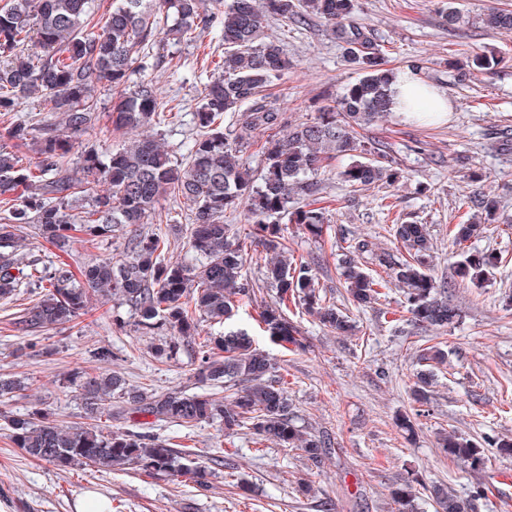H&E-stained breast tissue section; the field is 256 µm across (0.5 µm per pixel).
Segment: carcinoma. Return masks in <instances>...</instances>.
Returning a JSON list of instances; mask_svg holds the SVG:
<instances>
[{"instance_id": "obj_1", "label": "carcinoma", "mask_w": 512, "mask_h": 512, "mask_svg": "<svg viewBox=\"0 0 512 512\" xmlns=\"http://www.w3.org/2000/svg\"><path fill=\"white\" fill-rule=\"evenodd\" d=\"M356 0H215L206 11L202 0H112L104 24L95 23L93 0H5L0 5V302L17 300L20 290L31 295L27 306L12 313L10 331L38 336L74 323L92 311V301L117 299L134 315L144 336L170 329L194 344L200 355L199 382L234 391L226 403L213 393L172 391L158 394L134 388L117 372L75 371L67 378L86 413L100 420L123 419L132 428L62 427L43 408L11 416V438L29 457L60 470L91 467L124 470L136 467L153 475L186 477L208 483L207 467L189 460L191 453L170 447L142 431L139 417L178 426L218 422L224 433L246 428L264 442L303 451L318 468L330 454L329 442L296 424L288 391L276 379L272 360L253 346L243 329L226 327L200 335L199 320L223 324L239 302L251 296L254 283L244 275L246 244L262 248L263 279L276 299L258 313L270 338L296 349L306 338L288 317V303L299 304L338 336L353 331L350 316L321 297L311 262L288 254L281 221L302 226L320 238L327 229L325 209L307 202L288 208L295 195L313 197L324 162L349 157L339 171L355 190L374 188L400 177L389 151L361 132H370L392 114L391 84L395 71L385 67L384 54L372 34L354 20ZM171 24L159 28L160 15ZM315 16L341 43L345 61L359 78L333 103L319 109L311 122L284 129L279 112L267 103L265 91L288 69L280 41L262 38L268 17L300 21ZM483 28L512 34V10L491 7L478 17ZM219 27L224 46L222 74L204 87L196 111L195 137L184 144V161L170 154L151 134L112 148L105 139H84L102 118L116 129L154 130L163 113L154 85L132 81L145 70L158 35L182 40L196 29ZM34 43L36 55L23 51ZM118 94L112 110L98 112L97 88ZM24 99H36L47 116L33 123L11 119ZM241 113L236 125L224 117ZM266 134L260 145V177H255L244 149L253 134ZM32 146L35 165L23 163L22 149ZM76 152V167L68 156ZM170 194L188 210L185 256H169L174 225L156 212L161 196ZM475 208L466 224H454L449 236L461 245L480 233L482 221L497 220L496 201L485 195L469 200ZM240 215L253 226L245 242L224 217ZM155 220L149 233L138 229ZM34 238L58 249L75 242L93 243L115 232L133 231L127 248L106 254L75 269L25 252L22 225ZM406 254L376 250L365 238L345 241L338 258L349 304L359 308L382 295L383 284L367 273V254L390 272L391 284L403 289L410 324L436 331L462 322V309L448 302L445 285L431 273L433 248L425 224L390 226ZM498 259L470 254L457 262L460 277L479 286L489 280ZM180 343L152 346L158 360L178 353ZM422 368L412 388L414 401L429 402L435 369L448 363V351L430 346L420 355ZM26 390L24 382L0 377V402ZM441 447L454 460L475 466L484 462L483 446L512 456V441L487 436L484 443L450 431ZM408 479L391 492L399 512H418L413 483ZM430 495L443 512H474L484 491L475 488L463 498L451 487L434 485Z\"/></svg>"}]
</instances>
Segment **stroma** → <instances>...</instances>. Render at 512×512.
<instances>
[{"instance_id":"35a3bbf8","label":"stroma","mask_w":512,"mask_h":512,"mask_svg":"<svg viewBox=\"0 0 512 512\" xmlns=\"http://www.w3.org/2000/svg\"><path fill=\"white\" fill-rule=\"evenodd\" d=\"M455 3L464 21L452 30L441 17L443 0H358L354 18L373 33L389 67L399 70L425 60L422 78L446 92L453 110L443 120L387 118L372 135L387 143L403 173L399 182L352 192L338 177L345 161L336 159L320 183L327 233L314 238L288 224L284 235L295 257L315 262L321 296L342 305L346 293L336 264L344 235L396 251L400 245L388 232L393 218L428 225L434 275L447 283L449 300L462 308V323L426 333L407 331L403 295L391 287L371 307L352 309L355 331L347 337L290 307L288 314L309 346L284 349L258 325L259 310L275 292L262 281L260 253L250 251L245 272L255 293L236 308L232 322L247 329L257 347L278 363L297 423L327 437L331 453L316 469L300 450L258 449L246 429L227 436L215 423L182 427L153 422L151 433L208 463L209 486L203 489L186 478L173 481L137 469H57L16 448L8 422L35 400L60 424L83 422L82 406L67 383L69 373L80 369L116 370L130 385L160 394L195 391L194 345L181 344L173 359L156 360L151 347L169 338V331L149 337L132 325L113 328L111 314L125 308L112 299L96 304L79 322L39 337L32 348L27 339L9 335L7 314L0 308V375L30 385L28 397L0 404V512H76L93 494L112 512H397L391 491L410 476L418 480L420 512H436L431 486L444 484L467 494L500 472L512 471V458L496 449H486V463L472 468L437 445L445 429L475 440L512 437V309L505 305L512 291V151L496 147L501 134L512 135V69L476 71L466 65L477 53L512 57V35L486 31L477 23L488 5L512 7V0ZM264 33L278 38L290 61L270 97L285 122L309 121L325 97L340 94L358 77L323 22L287 25L270 18ZM213 42L208 31L187 41L161 42L159 54L182 62L180 76L170 77L161 66L145 73L162 106L180 107L163 126L161 140L176 160L182 157V143L197 132L192 114L205 84L221 72L223 52L213 49ZM481 192L496 198L497 222L470 242L453 244L449 225L467 221V200ZM126 242L120 234L97 244L77 242L66 252L46 243L32 249L78 267L124 251ZM464 251L499 256L483 287L456 276L453 264ZM435 344L447 350L448 364L438 370L422 412L412 398L414 374L422 350ZM101 350L111 351V360L99 361ZM404 414L410 415L414 433L400 429L398 418Z\"/></svg>"}]
</instances>
